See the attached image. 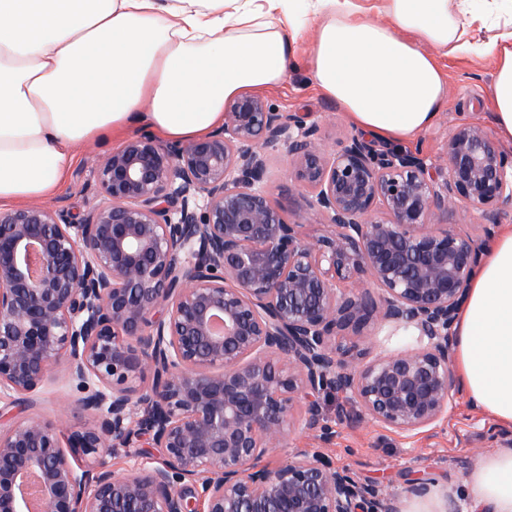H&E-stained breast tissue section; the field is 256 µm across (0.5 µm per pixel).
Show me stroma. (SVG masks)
Returning <instances> with one entry per match:
<instances>
[{
    "instance_id": "obj_1",
    "label": "stroma",
    "mask_w": 512,
    "mask_h": 512,
    "mask_svg": "<svg viewBox=\"0 0 512 512\" xmlns=\"http://www.w3.org/2000/svg\"><path fill=\"white\" fill-rule=\"evenodd\" d=\"M448 93L434 124L409 143L412 151L429 157L444 153L454 128L463 122L492 127L490 91L493 81L491 60L445 58ZM267 100L286 113L311 112L322 121V133L330 147H338L355 133L345 112L307 82L304 69L290 72L286 86L268 94ZM116 139L82 146L62 189L49 200L72 216L84 214L95 201V180L88 159L119 147ZM269 192L286 212L289 221L303 225L307 234L317 236L323 228L309 208L305 192L288 175L283 152H275L270 163ZM73 391L63 368H56L36 391L16 396L10 408L14 417L29 413L56 421L59 402ZM512 443V426H504L472 407L464 393H457L447 422L436 430L408 439L378 426L339 425L332 442L323 443L305 435H291L290 444L322 452L333 466L349 470L358 482L374 486L380 494L404 498L416 479H427L438 490L462 486L469 473L462 464L473 455H487Z\"/></svg>"
}]
</instances>
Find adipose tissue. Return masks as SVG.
<instances>
[{
    "label": "adipose tissue",
    "mask_w": 512,
    "mask_h": 512,
    "mask_svg": "<svg viewBox=\"0 0 512 512\" xmlns=\"http://www.w3.org/2000/svg\"><path fill=\"white\" fill-rule=\"evenodd\" d=\"M490 58L512 142V0H0V206L52 197L79 147L144 126L191 142L245 95L310 85L365 133L406 144L444 104L440 56ZM454 362L469 400L512 425V225L468 285ZM512 512V448L464 485Z\"/></svg>",
    "instance_id": "1"
}]
</instances>
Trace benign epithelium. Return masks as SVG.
Listing matches in <instances>:
<instances>
[{
	"mask_svg": "<svg viewBox=\"0 0 512 512\" xmlns=\"http://www.w3.org/2000/svg\"><path fill=\"white\" fill-rule=\"evenodd\" d=\"M326 232L309 237L267 190L273 152ZM80 218L0 209V399L58 366L94 415L68 435L0 410V512H395L291 432L337 423L406 438L436 429L455 397L453 332L484 238L440 218L512 205V155L462 123L443 155L329 147L310 112L243 96L189 143L142 131L92 167ZM416 343L370 355L373 330ZM150 379L146 387L140 382ZM160 461L114 470L142 439Z\"/></svg>",
	"mask_w": 512,
	"mask_h": 512,
	"instance_id": "benign-epithelium-1",
	"label": "benign epithelium"
}]
</instances>
